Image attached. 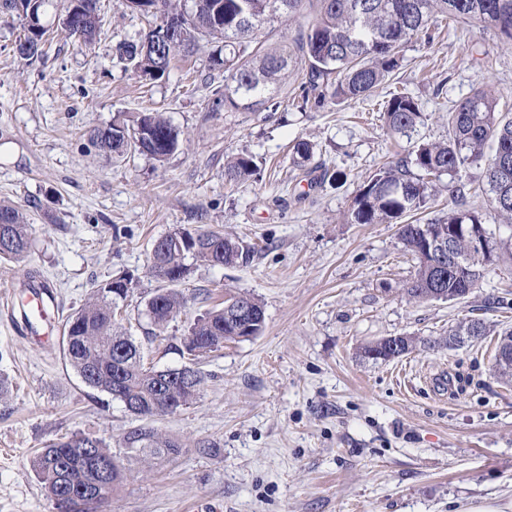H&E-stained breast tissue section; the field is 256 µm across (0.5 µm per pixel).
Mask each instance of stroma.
<instances>
[{
	"mask_svg": "<svg viewBox=\"0 0 512 512\" xmlns=\"http://www.w3.org/2000/svg\"><path fill=\"white\" fill-rule=\"evenodd\" d=\"M25 25L0 15V202L26 215L32 246L22 260L0 259V297L38 272L66 318L94 283L128 278L118 326L161 369L183 365L181 337L227 293L253 295L265 312L261 336L202 357L207 378L193 402L155 420L180 453L126 460L101 512H458L512 500V381L493 372L512 328V258L489 265L464 299L416 302L404 287L418 261L398 225L344 221L363 181L417 143L445 140L447 111L475 91L512 108V44L497 29L440 16L431 41L408 44L393 79L366 97L306 107L297 76L278 106L227 112L212 106L224 72L210 39L158 80L118 63L117 43L148 27L125 0H102L91 45L56 38L28 62L14 52ZM395 93L423 114L412 137L393 134L379 112ZM149 112L183 134L164 161L112 160L90 143L92 129ZM301 140L313 156L297 165ZM240 152L260 170L226 182L224 160ZM461 192L468 206L486 205L482 166L442 178L423 220L445 216ZM201 226L256 251L232 266L188 260L187 307L157 329L145 314L161 286L148 269L152 244ZM469 316L487 336L446 345ZM387 336L417 347L390 362L363 357V345ZM0 385V512H55L32 467L52 442L90 434L123 453L134 418L81 381L62 332L40 344L0 313ZM201 440L219 453H199Z\"/></svg>",
	"mask_w": 512,
	"mask_h": 512,
	"instance_id": "35a3bbf8",
	"label": "stroma"
}]
</instances>
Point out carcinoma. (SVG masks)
Listing matches in <instances>:
<instances>
[{"label":"carcinoma","mask_w":512,"mask_h":512,"mask_svg":"<svg viewBox=\"0 0 512 512\" xmlns=\"http://www.w3.org/2000/svg\"><path fill=\"white\" fill-rule=\"evenodd\" d=\"M83 13L70 26H57L60 35L76 47L90 43L99 31V0H79ZM182 0H149L156 5L151 13L156 23L134 38L116 45L117 60L141 75L156 71L167 73L181 52L192 50L198 40L209 36L223 45L211 57L224 69V108L256 111L267 106L288 88L293 67L306 66L303 103L316 107L326 96L358 99L391 79L400 67L401 52L414 38L431 40L429 25L441 14L496 28L506 42L512 43V0H316L314 14L298 25L293 37L281 35L271 42L273 27L283 15L303 17L309 0H192L195 16L186 20L184 43L156 53L146 49L145 40L162 27L166 14L181 7ZM50 0H0V13L35 12L40 17ZM46 27L27 28L16 43L17 56L29 61L44 53ZM387 126L395 133L411 136L422 121V112L413 97L394 94L383 106ZM146 127L150 138L137 145V132ZM181 131L163 114L147 113L132 123L114 122L97 129L91 141L107 158H125L140 151L157 161L164 160L179 146ZM472 164L484 166L489 188V209L479 212L460 202L448 209V216L426 223H407L399 227L405 249L418 260L414 277L407 283V295L418 302L447 300L471 294L484 276L485 267L496 257L494 250L479 253L470 248L469 235L460 232L452 240L453 252L463 266L454 271L434 267L425 256L429 234L452 229L458 224L487 226V219L512 222V113L499 109L497 98L477 91L448 113V138L441 142H423L416 146L413 158L399 160L370 176L354 198L346 215L349 224H392L398 219L426 208L432 185L444 176L453 178ZM258 164L248 154H238L224 163V178L229 182L246 180L257 173ZM30 225L17 208L0 204V258L19 260L30 248ZM192 252L174 248L153 249L149 271L166 284L146 302V313L155 327L162 329L185 307V297L176 288L187 271L185 260L192 257L210 263V248L224 249V265L250 258L251 248L215 230H197ZM240 298L250 302L256 325L255 338L263 333L265 318L262 303L246 293H229L224 303ZM119 296L112 293V282L95 286L91 299L75 312L65 325V355L82 382L105 392L123 404L137 408L141 424L124 435L130 456L164 458L180 452L175 440L161 438L149 424L158 415L161 380L156 369L145 367L133 339L114 329ZM472 325L477 336L486 334L479 319L459 323L451 336H467ZM242 324L228 317L226 307L214 308L197 316L188 334L180 339L177 350L193 367L195 383L190 387L169 386L167 399L175 405L192 402L204 382L197 367L205 354L241 340ZM93 457L112 463L108 492L125 476L123 459L113 454L102 440L75 434L65 441L47 446L33 459V468L50 498L63 490L80 492L96 482L94 466L83 448Z\"/></svg>","instance_id":"obj_1"}]
</instances>
